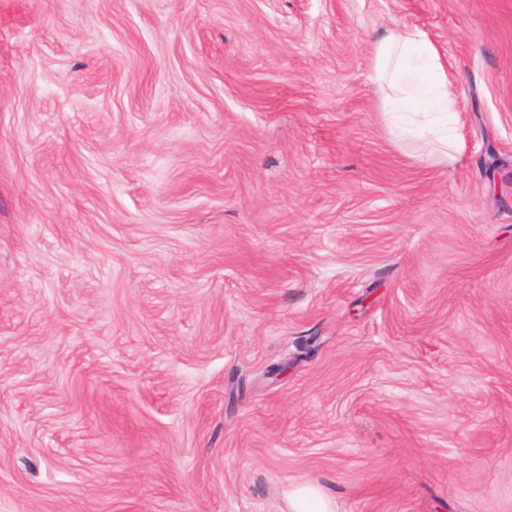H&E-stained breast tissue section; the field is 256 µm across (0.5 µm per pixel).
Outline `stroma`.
Listing matches in <instances>:
<instances>
[{"instance_id":"1","label":"stroma","mask_w":512,"mask_h":512,"mask_svg":"<svg viewBox=\"0 0 512 512\" xmlns=\"http://www.w3.org/2000/svg\"><path fill=\"white\" fill-rule=\"evenodd\" d=\"M395 26L449 161L379 110ZM301 484L512 512V0H0V512ZM372 57L378 79L386 87L381 112L396 120L399 136L434 139L448 161V146L460 144L453 125L458 101L435 47L422 33L395 27L377 42Z\"/></svg>"}]
</instances>
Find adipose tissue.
<instances>
[{
	"label": "adipose tissue",
	"mask_w": 512,
	"mask_h": 512,
	"mask_svg": "<svg viewBox=\"0 0 512 512\" xmlns=\"http://www.w3.org/2000/svg\"><path fill=\"white\" fill-rule=\"evenodd\" d=\"M372 57L385 86L380 110L394 118L399 135L458 147L457 95L432 43L418 31L395 27L377 42Z\"/></svg>",
	"instance_id": "obj_1"
}]
</instances>
